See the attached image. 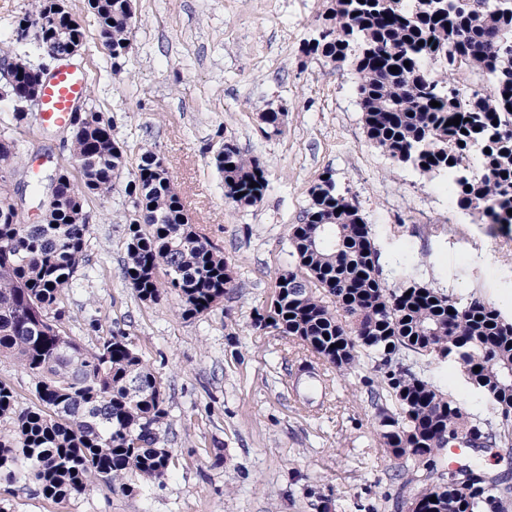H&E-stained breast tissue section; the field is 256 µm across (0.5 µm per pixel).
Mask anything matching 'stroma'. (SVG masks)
<instances>
[{"mask_svg": "<svg viewBox=\"0 0 512 512\" xmlns=\"http://www.w3.org/2000/svg\"><path fill=\"white\" fill-rule=\"evenodd\" d=\"M85 30L71 62L87 81L84 102L110 117L135 168L143 150L164 161L191 223L231 262L238 284L222 303L184 317L176 294L140 301L122 278L129 207L122 188L90 203L93 230L64 325L86 349L124 335L161 376L173 461L132 494L96 485L67 501L15 484L7 512H398L409 479L393 469L358 375L338 378L324 404L305 352L256 329L277 273L296 262L289 242L323 175L371 224L388 284L409 255L414 276L459 295L477 292L512 314V230L457 207L448 178L396 165L371 145L350 66L305 55L328 0H135V49L120 73L86 0H68ZM283 110L282 131L261 116ZM19 166L54 176L71 151L66 133L31 126ZM230 141L264 164L261 203L224 200L212 156ZM431 379L485 415L487 405L452 366Z\"/></svg>", "mask_w": 512, "mask_h": 512, "instance_id": "35a3bbf8", "label": "stroma"}]
</instances>
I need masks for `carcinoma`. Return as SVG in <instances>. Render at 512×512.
<instances>
[{
  "instance_id": "cac0c4a2",
  "label": "carcinoma",
  "mask_w": 512,
  "mask_h": 512,
  "mask_svg": "<svg viewBox=\"0 0 512 512\" xmlns=\"http://www.w3.org/2000/svg\"><path fill=\"white\" fill-rule=\"evenodd\" d=\"M54 3L34 0V10L17 21L15 45L4 52L14 69L29 64L22 32L44 51L85 38L76 17L56 14ZM87 7L116 73L133 48L134 0H87ZM49 16L55 24L45 27ZM321 26L328 35L303 52L351 65L368 141L398 164L448 174L461 209L477 212L483 224L512 228V0H331ZM436 64L480 71L494 80L493 94L460 92L431 69ZM457 116L459 125L447 124ZM36 119L13 112L11 135L0 134V357L30 373L36 399L21 409L14 390L0 382V486L24 481L66 500L94 483L118 481L131 494L140 481L162 479L172 460L165 389L124 336L86 350L66 332V290L76 286L92 233L86 204L127 176L123 278L142 302L156 304L173 292L182 315L196 317L236 288L235 272L189 221L161 158L148 149L127 170L112 120L92 109L71 136L70 156L86 167L77 175L61 171L38 205V223L19 221L13 162L26 143L21 134ZM213 161L228 203L263 199L258 158L225 142ZM310 195L303 222L290 227L297 270L278 274L272 303L254 325L296 338L339 375L367 367L361 383L369 387L386 453L413 475V492L397 495L401 507L509 512V473L487 472L468 450L502 444L512 459V316L474 293L430 288L407 271L388 287L371 225L356 204L331 177ZM434 363L457 365L488 416L442 392L426 375Z\"/></svg>"
}]
</instances>
